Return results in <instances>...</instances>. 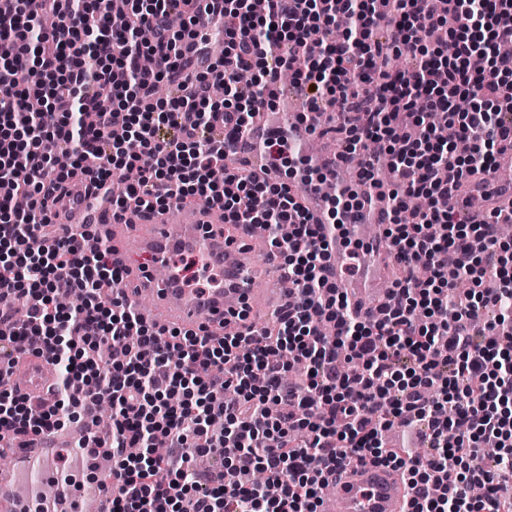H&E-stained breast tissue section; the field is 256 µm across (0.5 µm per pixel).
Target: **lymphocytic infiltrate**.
Listing matches in <instances>:
<instances>
[{
	"mask_svg": "<svg viewBox=\"0 0 512 512\" xmlns=\"http://www.w3.org/2000/svg\"><path fill=\"white\" fill-rule=\"evenodd\" d=\"M126 9L116 32L106 0H0V366L45 356L59 393L37 411L1 390L0 442L21 449L106 393L111 445L92 436L79 446L122 454L111 512H320L337 468L367 461L400 472L407 512H512V248L499 232L512 215L453 203L512 151L501 118L512 56L495 50L512 42V0H265L260 12L251 0H209L224 54L207 62L190 57L195 0ZM45 16L54 28H41ZM395 55L407 67L392 70ZM287 71L306 101L349 115L335 132L359 183L341 185L320 214L306 187L326 176L294 141L259 142L257 169L234 148ZM163 83L187 92L157 98ZM33 97L45 112L26 111ZM460 140L470 154L457 153ZM89 154L91 204L113 220L218 200L227 228H270L291 296L273 332L212 341L151 325L121 292L130 268L112 245L53 238L55 200ZM385 163L395 186L384 237L404 276L368 320L330 280L325 226L346 227L384 188ZM136 167L138 181L125 180ZM461 279L476 287L458 300ZM63 287L82 294L79 307L55 306ZM293 361L305 373L286 388ZM215 413L223 431L209 423ZM416 424L426 453L384 448L387 430ZM160 436L173 447L163 458L151 448ZM200 454L229 460L237 481L198 472ZM258 469L277 494L256 489Z\"/></svg>",
	"mask_w": 512,
	"mask_h": 512,
	"instance_id": "f902f5d3",
	"label": "lymphocytic infiltrate"
}]
</instances>
